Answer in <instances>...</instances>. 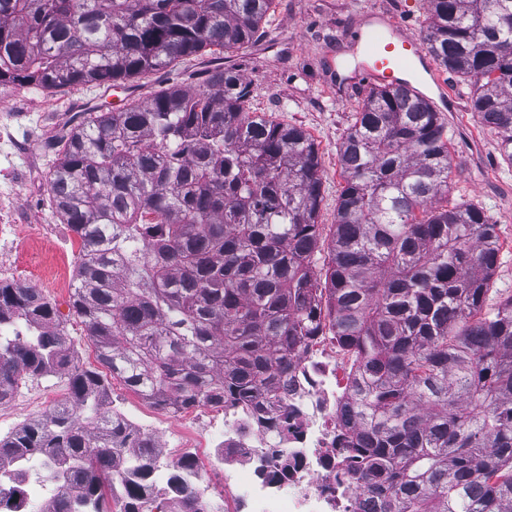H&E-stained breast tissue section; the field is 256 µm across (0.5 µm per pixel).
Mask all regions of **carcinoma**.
Listing matches in <instances>:
<instances>
[{
	"label": "carcinoma",
	"mask_w": 512,
	"mask_h": 512,
	"mask_svg": "<svg viewBox=\"0 0 512 512\" xmlns=\"http://www.w3.org/2000/svg\"><path fill=\"white\" fill-rule=\"evenodd\" d=\"M274 0H0V85L114 86L249 43ZM424 45L472 87L512 164V0H426ZM233 69L86 112L48 188L80 240L72 307L99 363L174 413L277 400L292 360L329 331L357 363L348 421L383 512H512V296L487 308L499 236L448 207V128L430 102L373 87L340 148L329 243L322 174L301 128L247 107ZM327 247L325 271L314 258ZM69 392L0 438L6 466L53 489L52 512L151 504L158 448L102 410L55 307L0 281V404L52 374Z\"/></svg>",
	"instance_id": "carcinoma-1"
}]
</instances>
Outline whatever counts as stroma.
<instances>
[{
    "instance_id": "1",
    "label": "stroma",
    "mask_w": 512,
    "mask_h": 512,
    "mask_svg": "<svg viewBox=\"0 0 512 512\" xmlns=\"http://www.w3.org/2000/svg\"><path fill=\"white\" fill-rule=\"evenodd\" d=\"M370 10L385 12L418 35L426 26V0H275L255 41L134 78L122 91L106 93L93 85L57 91L0 85V213L20 229L19 235L0 239V280L32 287L53 258L64 256L69 266L77 264L71 251L80 242L57 214L47 178L60 157L57 140L80 113L144 101L172 84L195 90L206 72L217 66L235 69L248 84L251 111L299 126L314 140L323 171L318 222L323 236H330L344 185L339 147L368 89L339 87L331 84L329 76L335 70L346 73L359 55L350 35L359 17ZM440 77L445 92L433 89L429 95L436 98L450 130L448 201L483 208L497 226L499 266L490 293L495 301L512 295V164L498 150L497 132L473 116L468 83L445 70ZM41 293L57 308L75 363L100 370L95 347L70 307V289L45 287ZM107 385L110 401L170 435L180 434L190 419L189 414L175 415L141 399L120 379L108 378ZM67 393L63 377L22 384L9 403L13 415L0 422V434H12L42 417Z\"/></svg>"
}]
</instances>
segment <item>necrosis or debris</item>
Instances as JSON below:
<instances>
[{
  "label": "necrosis or debris",
  "instance_id": "obj_1",
  "mask_svg": "<svg viewBox=\"0 0 512 512\" xmlns=\"http://www.w3.org/2000/svg\"><path fill=\"white\" fill-rule=\"evenodd\" d=\"M355 365L330 336L294 360L282 399L267 407L225 402L195 417L182 473L201 512H381V498L350 478L345 409Z\"/></svg>",
  "mask_w": 512,
  "mask_h": 512
}]
</instances>
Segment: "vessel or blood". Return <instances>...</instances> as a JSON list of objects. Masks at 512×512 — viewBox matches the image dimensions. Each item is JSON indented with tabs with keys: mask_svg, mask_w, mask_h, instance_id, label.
<instances>
[{
	"mask_svg": "<svg viewBox=\"0 0 512 512\" xmlns=\"http://www.w3.org/2000/svg\"><path fill=\"white\" fill-rule=\"evenodd\" d=\"M354 41L367 45L368 51L355 61L349 84L396 85L418 95L422 89L411 81V74L434 71L419 37L386 14L370 12L356 29Z\"/></svg>",
	"mask_w": 512,
	"mask_h": 512,
	"instance_id": "1",
	"label": "vessel or blood"
}]
</instances>
